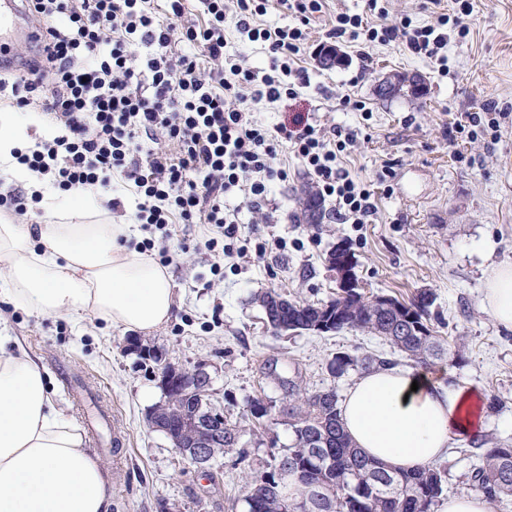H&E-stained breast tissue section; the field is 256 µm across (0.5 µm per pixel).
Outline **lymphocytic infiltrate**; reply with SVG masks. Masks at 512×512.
I'll return each mask as SVG.
<instances>
[{"label":"lymphocytic infiltrate","instance_id":"lymphocytic-infiltrate-1","mask_svg":"<svg viewBox=\"0 0 512 512\" xmlns=\"http://www.w3.org/2000/svg\"><path fill=\"white\" fill-rule=\"evenodd\" d=\"M187 0H27L39 23L40 50L28 69L0 76V101L49 116L53 134L17 152L29 172L68 191L94 186L113 197L120 175L136 200L137 223L211 224L220 235L207 246L227 263L245 257L238 194L262 215L269 188L288 175L285 153L301 161L322 198L332 200L342 224L366 223L371 193L339 165L356 142L338 127L305 124L270 131L254 120L251 104L294 96L308 76L300 61L310 24L326 0H201L204 21L185 22ZM429 20L411 26L369 0L376 23L337 13L327 39L369 46L397 42L412 54L444 62L449 36L466 37L470 0H452ZM295 16L292 25L265 27L269 9ZM233 18L241 41L263 43L266 62L248 67L224 51V22ZM179 43L196 55L175 52Z\"/></svg>","mask_w":512,"mask_h":512}]
</instances>
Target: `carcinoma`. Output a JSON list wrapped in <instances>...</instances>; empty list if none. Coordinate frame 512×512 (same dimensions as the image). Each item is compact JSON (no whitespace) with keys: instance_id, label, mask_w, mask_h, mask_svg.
Listing matches in <instances>:
<instances>
[{"instance_id":"cac0c4a2","label":"carcinoma","mask_w":512,"mask_h":512,"mask_svg":"<svg viewBox=\"0 0 512 512\" xmlns=\"http://www.w3.org/2000/svg\"><path fill=\"white\" fill-rule=\"evenodd\" d=\"M297 221L311 226L323 223L325 210L317 194L304 188L298 196ZM390 308L382 309L379 296L361 288L336 292L325 302L288 299L268 292L261 297L267 323L277 334L360 331L381 338L401 353L412 366L454 360L459 351L435 335L431 325L434 294L424 290L409 301L388 297ZM401 361L382 354H352L338 351L328 364L340 379L354 372L364 374L391 369ZM286 404L279 413L288 419L292 443L278 450L270 444L269 461L263 471L245 475L248 512H293L296 502L304 512H436L447 491V470L437 464L413 471H397L358 448L348 434L340 410L336 386L308 392L294 379L288 381ZM202 402L196 392L165 396L156 406L159 419L174 437L183 435V417ZM246 417L274 425L273 407L250 401ZM217 451H238L243 433L241 422L226 417L213 420ZM464 454L472 459L469 489L481 492L495 510L512 498V444L483 432L469 439Z\"/></svg>"}]
</instances>
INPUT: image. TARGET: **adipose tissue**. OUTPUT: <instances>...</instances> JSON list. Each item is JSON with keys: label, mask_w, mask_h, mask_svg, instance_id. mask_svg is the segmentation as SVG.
<instances>
[{"label": "adipose tissue", "mask_w": 512, "mask_h": 512, "mask_svg": "<svg viewBox=\"0 0 512 512\" xmlns=\"http://www.w3.org/2000/svg\"><path fill=\"white\" fill-rule=\"evenodd\" d=\"M32 122L0 113V173L27 183L48 215L18 224L0 214V298L35 317H93L138 332L165 324L176 304L171 276L127 250L129 225L112 221L95 190L60 193L16 164L12 152L29 146ZM484 307L512 329V263L489 272ZM8 342L0 335V512H109L108 478L81 424L52 401L44 366ZM481 415L474 390L394 369L364 374L342 404L356 445L400 470L439 460L479 429Z\"/></svg>", "instance_id": "ef3b65f1"}]
</instances>
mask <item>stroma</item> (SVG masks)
<instances>
[{
    "instance_id": "1",
    "label": "stroma",
    "mask_w": 512,
    "mask_h": 512,
    "mask_svg": "<svg viewBox=\"0 0 512 512\" xmlns=\"http://www.w3.org/2000/svg\"><path fill=\"white\" fill-rule=\"evenodd\" d=\"M473 6L471 32L449 42L446 66L395 43H377L362 54L348 43L345 64L330 70L305 55L310 82L298 96L252 105L269 128L299 117L356 134L357 145L341 166L372 194L376 212L368 223L340 224L331 215L314 227L297 223L295 197L311 178L292 159L287 179L269 195V223L255 225L250 235L266 249L261 261L243 258L217 271L205 245L210 226L179 224L162 241L149 226L133 224L127 247L135 251L151 239V257L168 251L176 292L170 320L140 340L174 367L207 364L209 399L224 415L240 419L254 399L279 403L282 380L297 369L308 391L334 384L347 393L357 376L333 379L327 364L336 351L394 356L388 344L357 331L273 335L255 300L270 289L308 301L334 297L335 273L325 257L344 239L366 293L402 300L423 289L434 293L432 325L463 360L435 364L431 374L481 397L501 398L504 408L483 415L481 428L512 439V331L498 326L482 304L490 269L512 262V0H473ZM387 72L425 75L426 96L379 100L374 87ZM345 94L362 101L364 111L342 109ZM490 102L502 113L498 131L449 140L451 123ZM386 167L391 173L383 181ZM0 326L45 366L52 399L80 421L92 455L109 474L110 512L164 506L247 512L243 471L231 457L198 469L163 433L148 428L146 417L163 398L158 363L126 349L124 328L95 318L76 328L68 318L32 317L3 303ZM291 440L284 421L241 438L254 469L266 466L270 445L282 449Z\"/></svg>"
}]
</instances>
